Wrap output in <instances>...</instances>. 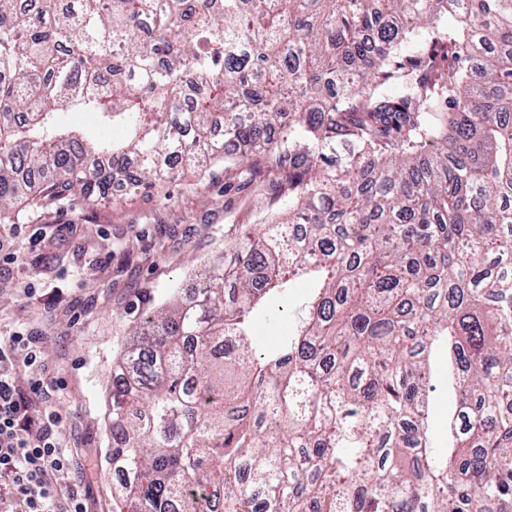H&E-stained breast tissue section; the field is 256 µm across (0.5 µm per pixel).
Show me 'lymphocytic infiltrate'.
I'll list each match as a JSON object with an SVG mask.
<instances>
[{
	"instance_id": "f902f5d3",
	"label": "lymphocytic infiltrate",
	"mask_w": 512,
	"mask_h": 512,
	"mask_svg": "<svg viewBox=\"0 0 512 512\" xmlns=\"http://www.w3.org/2000/svg\"><path fill=\"white\" fill-rule=\"evenodd\" d=\"M26 373V387L16 382ZM59 384L42 367L39 339L16 332L0 338V512H87L73 459L59 437L62 415L29 421L32 405Z\"/></svg>"
}]
</instances>
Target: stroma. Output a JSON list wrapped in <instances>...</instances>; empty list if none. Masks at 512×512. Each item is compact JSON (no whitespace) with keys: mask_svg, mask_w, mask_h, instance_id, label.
I'll use <instances>...</instances> for the list:
<instances>
[{"mask_svg":"<svg viewBox=\"0 0 512 512\" xmlns=\"http://www.w3.org/2000/svg\"><path fill=\"white\" fill-rule=\"evenodd\" d=\"M252 205L248 191L225 192L218 166L199 195L185 193L177 175L160 195L119 194L95 207L66 200L19 218L0 243V336H39L47 373L64 384L62 398L29 415L62 409L59 437L88 472V512H112L120 483L105 412L129 306L152 308L177 285H192L223 252L225 228L249 223Z\"/></svg>","mask_w":512,"mask_h":512,"instance_id":"1","label":"stroma"}]
</instances>
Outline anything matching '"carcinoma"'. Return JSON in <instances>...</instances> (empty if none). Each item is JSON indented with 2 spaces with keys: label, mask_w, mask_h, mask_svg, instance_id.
I'll return each mask as SVG.
<instances>
[{
  "label": "carcinoma",
  "mask_w": 512,
  "mask_h": 512,
  "mask_svg": "<svg viewBox=\"0 0 512 512\" xmlns=\"http://www.w3.org/2000/svg\"><path fill=\"white\" fill-rule=\"evenodd\" d=\"M220 163L274 194L130 326L112 512H512V0H0V224ZM444 378L445 375L442 372H439L441 386L436 392V396L434 397L429 409V422L431 427L435 430L434 435L436 436V439H440L442 437L444 425L448 418V391H446V388L442 386Z\"/></svg>",
  "instance_id": "carcinoma-1"
}]
</instances>
